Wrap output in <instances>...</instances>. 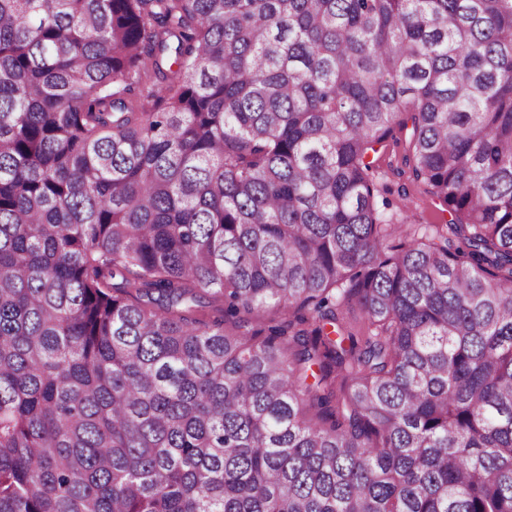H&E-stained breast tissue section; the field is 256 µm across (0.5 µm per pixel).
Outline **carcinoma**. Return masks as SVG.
I'll use <instances>...</instances> for the list:
<instances>
[{
  "label": "carcinoma",
  "mask_w": 512,
  "mask_h": 512,
  "mask_svg": "<svg viewBox=\"0 0 512 512\" xmlns=\"http://www.w3.org/2000/svg\"><path fill=\"white\" fill-rule=\"evenodd\" d=\"M0 512H512V0H0ZM401 148H396L393 151L383 155L379 160V176L383 184H387L391 188V193L384 194L390 200V207L384 209L380 205V209L384 210L387 217L393 215V220L408 217V222L412 224H427V220H431L433 206L431 202L421 193L419 187L406 181V178H398L394 175L391 167L401 166ZM406 183L408 187L407 196H399L397 188L399 184Z\"/></svg>",
  "instance_id": "obj_1"
}]
</instances>
